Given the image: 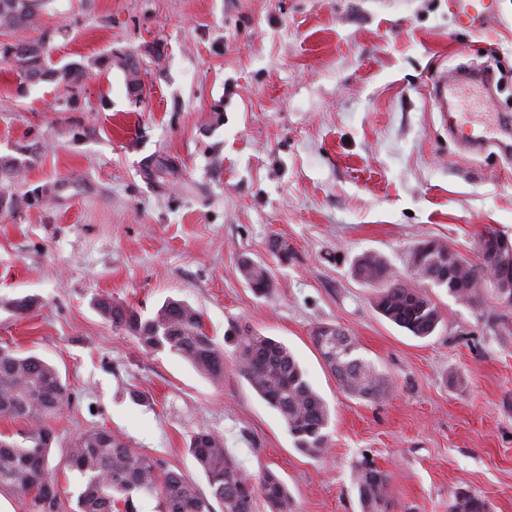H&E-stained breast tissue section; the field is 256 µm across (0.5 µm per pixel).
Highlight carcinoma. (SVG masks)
<instances>
[{"label": "carcinoma", "instance_id": "cac0c4a2", "mask_svg": "<svg viewBox=\"0 0 512 512\" xmlns=\"http://www.w3.org/2000/svg\"><path fill=\"white\" fill-rule=\"evenodd\" d=\"M53 0H0V59L9 63L20 78L79 86L89 76V66L78 61L55 67L50 62L49 33L30 39L27 31L42 25L41 17ZM119 66L130 95L144 91L139 60L125 54ZM31 158L1 157L0 173L18 178ZM475 265L440 240H425L408 255L411 280L403 281L388 269L384 258L365 253L355 264L357 277L380 284L376 308L396 326L417 337L432 334L442 321V312L424 289L431 261L448 262V282L443 287L461 305L480 300L486 285ZM244 280L257 294L273 287L268 269L259 263H241ZM7 308L17 317L34 308L30 297L12 299ZM100 315L131 334L146 352L167 351L187 361L199 372L219 382L224 377V352L203 325L201 313L190 304L169 298L156 312L144 316L134 308L109 297L96 302ZM339 387L347 394L369 402L381 399L387 379L367 360L357 355L349 336H323L313 341ZM235 358L240 374L253 390L284 420L294 444L304 454L317 457L327 451L326 429L330 409L314 390L288 347L255 330H245L235 339ZM66 382L57 368L36 355H21L0 347V419L24 424L14 433H0V491L28 504L29 512H64L63 497L53 474L44 471L54 440L48 421L69 402ZM189 453L208 480L202 491L186 475L161 470L149 454L133 447L123 437L105 428H90L78 434L66 449L64 467L79 476L73 512H142L146 500L155 501L154 512H255L256 498L269 512H292V502L281 478L265 469L245 473L224 448V438L207 428L190 439ZM362 512H385L391 500L388 474L363 462L354 473ZM221 510H216V507ZM450 512H488L483 499L458 491Z\"/></svg>", "mask_w": 512, "mask_h": 512}]
</instances>
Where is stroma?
<instances>
[{
    "instance_id": "1",
    "label": "stroma",
    "mask_w": 512,
    "mask_h": 512,
    "mask_svg": "<svg viewBox=\"0 0 512 512\" xmlns=\"http://www.w3.org/2000/svg\"><path fill=\"white\" fill-rule=\"evenodd\" d=\"M53 66L81 61L74 93L20 85L0 61V157L26 146L19 181L0 178V345L55 365L70 401L51 419L49 462L62 488L68 445L103 427L207 488L187 448L208 428L245 472L268 468L293 512H361L353 476L369 458L392 486L388 512H449L456 491L512 512V311L486 292L477 307L443 288L435 332L412 336L375 306L379 288L354 272L380 254L402 279L410 251L443 241L479 263V235L512 238V156L448 139L432 96L436 74L492 63L493 104L458 111L475 124L512 115V0L472 27L450 0H54ZM135 55L132 98L111 54ZM169 160L165 183L150 175ZM288 245L277 254L273 241ZM265 265L269 294L239 272ZM143 314L165 299L200 310L224 351L213 383L167 352L148 354L95 303ZM333 324L389 380L369 402L338 387L311 341ZM286 344L331 410L329 450L309 457L240 374L235 332Z\"/></svg>"
}]
</instances>
